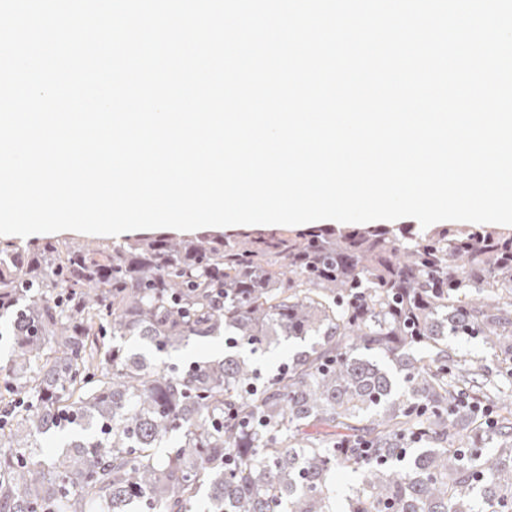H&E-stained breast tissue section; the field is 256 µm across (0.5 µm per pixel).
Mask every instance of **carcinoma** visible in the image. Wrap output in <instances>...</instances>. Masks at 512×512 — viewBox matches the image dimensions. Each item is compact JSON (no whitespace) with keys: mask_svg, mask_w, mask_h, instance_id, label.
<instances>
[{"mask_svg":"<svg viewBox=\"0 0 512 512\" xmlns=\"http://www.w3.org/2000/svg\"><path fill=\"white\" fill-rule=\"evenodd\" d=\"M1 320L0 512H512V235L7 242ZM213 336L181 370L127 347ZM283 341L271 375L238 354Z\"/></svg>","mask_w":512,"mask_h":512,"instance_id":"carcinoma-1","label":"carcinoma"}]
</instances>
